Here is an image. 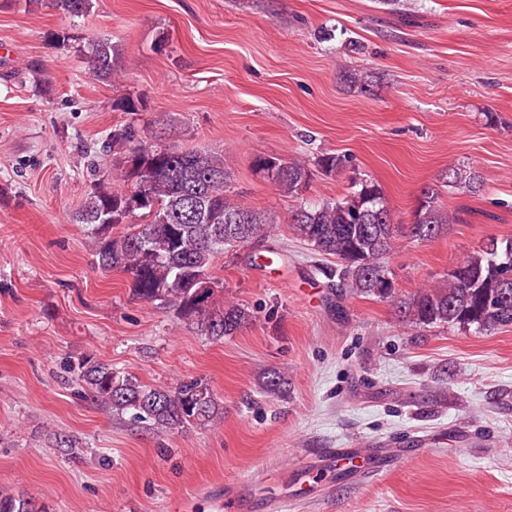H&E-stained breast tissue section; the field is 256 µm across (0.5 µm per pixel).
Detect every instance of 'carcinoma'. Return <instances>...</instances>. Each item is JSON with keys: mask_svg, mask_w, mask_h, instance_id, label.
Wrapping results in <instances>:
<instances>
[{"mask_svg": "<svg viewBox=\"0 0 512 512\" xmlns=\"http://www.w3.org/2000/svg\"><path fill=\"white\" fill-rule=\"evenodd\" d=\"M51 5L75 18L90 12L92 0H51ZM54 39L82 52L94 77H120L119 49L110 39L86 42L70 31L56 33ZM103 151L121 167L126 188L97 179L74 216L75 223L88 226L99 267L128 274L132 298L173 308L180 321L214 340L241 331L253 315L237 304H216L214 296L223 291V282L212 276L211 268L217 255L268 237L272 218L236 199L222 155L175 148L160 138L148 142L132 119L112 129ZM346 162L336 154L316 160L326 174ZM253 167L278 191L297 200L291 215L296 236L315 252L336 258V287L355 294L379 300L395 297L396 289L383 283L390 276L384 258L396 237L408 234L429 241L452 219L433 186L422 189L413 222L404 226L393 222L384 192L371 180L354 183L341 199L310 202L304 198L311 179L307 161L263 154L254 158ZM446 183L470 190L480 187L476 172L459 168L448 170ZM133 196L145 204L136 210L139 222L130 224ZM457 268L474 278L476 287H461L451 274L447 283L421 289L405 306L407 322L472 327L479 333L512 325V239L488 238ZM203 283L209 287L207 295L194 297ZM73 372L92 399L155 429L204 428L223 414L217 399L202 401L210 394L202 379L183 380L172 388L151 387L89 353L76 359ZM286 385L273 371L264 391L279 395ZM0 512L45 510L23 493L0 490Z\"/></svg>", "mask_w": 512, "mask_h": 512, "instance_id": "1", "label": "carcinoma"}]
</instances>
